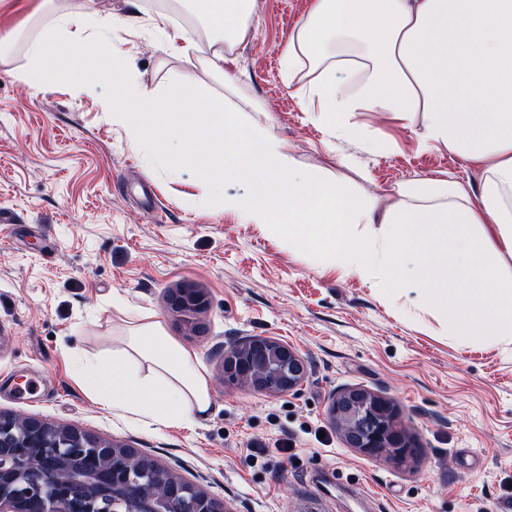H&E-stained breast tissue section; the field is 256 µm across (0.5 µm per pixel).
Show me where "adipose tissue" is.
<instances>
[{
    "instance_id": "obj_1",
    "label": "adipose tissue",
    "mask_w": 512,
    "mask_h": 512,
    "mask_svg": "<svg viewBox=\"0 0 512 512\" xmlns=\"http://www.w3.org/2000/svg\"><path fill=\"white\" fill-rule=\"evenodd\" d=\"M197 2L222 43L209 65L232 86L224 50L249 37L256 0ZM89 28L95 57L50 52L41 37L29 46L23 81L43 92L56 73L76 74L95 62L123 90V105L107 100L103 109L131 149L152 155L180 142L174 166L192 168L212 188V205L236 210L245 223L272 225L290 244L347 273L381 272L388 296L406 290L404 267L412 265L420 303L440 311L449 335L489 345L512 340V0H313L284 46L286 72L303 64L316 71L300 99L330 136L385 149L356 119L384 112L420 126L424 148L457 153L480 171L476 190L452 178L404 184L380 216L346 182L299 174L283 141L248 124L230 97L193 75L165 94L143 92L112 43L111 16L63 13L54 20L69 41ZM350 80L355 90L348 94L340 84ZM174 99L197 108V118H168ZM228 182L249 191L218 192ZM76 372L86 391L135 422L190 425L211 409L197 354L157 320L134 324L111 355L77 362Z\"/></svg>"
}]
</instances>
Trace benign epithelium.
Listing matches in <instances>:
<instances>
[{
  "label": "benign epithelium",
  "instance_id": "7a95c632",
  "mask_svg": "<svg viewBox=\"0 0 512 512\" xmlns=\"http://www.w3.org/2000/svg\"><path fill=\"white\" fill-rule=\"evenodd\" d=\"M166 308L193 336L204 334L201 315L208 295L191 283L168 290ZM307 368L288 343L269 336L245 337L224 351L219 376L266 394L294 390ZM329 415L347 447L369 457L398 462L415 449L396 425V410L385 397L352 386L332 398ZM151 456L119 441L99 438L76 425L56 426L23 414L0 412V512H126L112 499V486L132 494L138 512H226L213 498Z\"/></svg>",
  "mask_w": 512,
  "mask_h": 512
}]
</instances>
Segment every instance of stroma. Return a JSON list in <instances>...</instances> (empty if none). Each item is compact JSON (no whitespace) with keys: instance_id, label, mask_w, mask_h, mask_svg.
Returning <instances> with one entry per match:
<instances>
[{"instance_id":"1","label":"stroma","mask_w":512,"mask_h":512,"mask_svg":"<svg viewBox=\"0 0 512 512\" xmlns=\"http://www.w3.org/2000/svg\"><path fill=\"white\" fill-rule=\"evenodd\" d=\"M30 2L0 8V211L17 215L0 224V411L131 444L228 512H512V343H458L432 308L416 305L415 290L387 300L375 277L320 263L214 208L192 171L130 148L101 107L122 102L110 81L89 78L77 94L62 74L37 94L19 73L58 12L108 14L112 42L144 89L193 73L283 141L300 173L341 177L377 211L397 201L401 184L450 176L475 185L478 168L422 147L418 128L382 112L357 115L389 142L375 153L332 139L304 111L299 93L312 76H286L280 54L313 0H258L249 38L224 65L230 91L207 65L213 34L188 0ZM161 17L195 40L189 56L165 51L152 30ZM181 283L209 296L203 335L165 307ZM147 315L208 373L211 411L193 427L130 422L73 373L76 359L111 353ZM248 336L288 342L307 365L305 381L280 395L223 383L225 349ZM30 378L36 394L20 396ZM349 386L393 401L418 450L411 463L345 445L328 408Z\"/></svg>"}]
</instances>
